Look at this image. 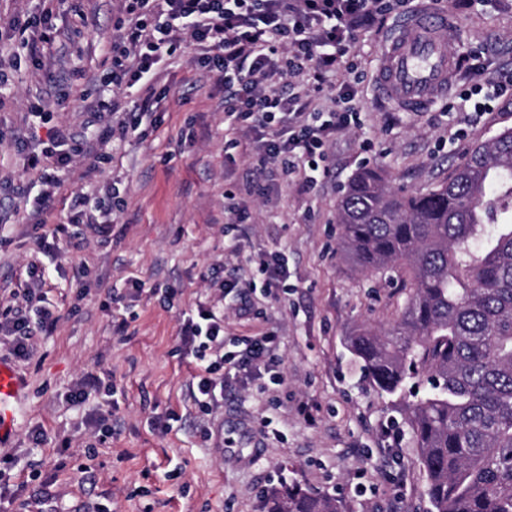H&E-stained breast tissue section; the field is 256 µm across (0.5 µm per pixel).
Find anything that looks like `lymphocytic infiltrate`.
Segmentation results:
<instances>
[{
    "mask_svg": "<svg viewBox=\"0 0 512 512\" xmlns=\"http://www.w3.org/2000/svg\"><path fill=\"white\" fill-rule=\"evenodd\" d=\"M408 8L409 0H124L105 84L136 89L133 109L123 113L117 103L99 98L87 108L83 130L57 129L50 146L28 159L42 198L54 195L59 171L74 157L94 164L104 159L103 141L88 135L103 112L116 113L123 137L152 125L151 83L184 41L223 81L224 121L256 140V169L317 183L329 172L327 145L358 111L354 90L335 82L336 72L354 56L377 15ZM42 298L43 282L36 278L25 306L0 309V341L25 361L34 355V336L51 333L59 321ZM181 343L197 363L190 395L202 414L223 399L225 370L267 376L273 392L285 383L275 334L239 338L237 350L225 351L224 315L214 308L198 307L196 316L184 319Z\"/></svg>",
    "mask_w": 512,
    "mask_h": 512,
    "instance_id": "obj_1",
    "label": "lymphocytic infiltrate"
}]
</instances>
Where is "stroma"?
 I'll return each mask as SVG.
<instances>
[{
  "label": "stroma",
  "instance_id": "35a3bbf8",
  "mask_svg": "<svg viewBox=\"0 0 512 512\" xmlns=\"http://www.w3.org/2000/svg\"><path fill=\"white\" fill-rule=\"evenodd\" d=\"M122 6L0 0L2 32L45 10L53 25L42 68L22 62L0 83V206L12 214L0 223V299L22 292L35 266L60 316L52 335L34 338L32 360L0 344V359L27 383L14 433L0 445V457L15 459L0 478L14 500L0 512H94L101 502L111 512H268L283 482L335 498L341 512H426V474L403 416L409 398L378 393L346 348L358 329L391 327L406 294L337 253L336 205L366 166L383 169L398 189L434 188L471 147L512 127L511 101L476 116L460 100L512 67V0L454 7L453 39L461 53L476 54L484 73L461 68L448 100L426 112L385 103L371 81L378 41L397 19L380 16L358 45L353 72L342 75L356 91L357 121L330 142V173L309 190L298 178L254 173L253 145L224 125L223 82L178 49L153 83L154 127L111 140L96 172L76 159L59 175L45 223H32L13 187L27 181L28 157L50 127L83 121L90 82L110 68ZM40 101L49 125L15 141ZM229 193L244 216L227 211ZM78 199L111 225L110 235L68 224ZM277 250L288 257L287 294H254L253 309L242 313L240 293L222 295L221 283H262L254 259ZM134 279L144 282L142 294H129ZM200 304L223 311L225 350L239 337L274 332L285 378L275 404L263 380H229L214 414L224 430L214 438L199 427L190 396L197 367L180 340L183 313ZM88 372L102 389L82 406L68 405L65 393ZM99 411L111 415L103 437L87 423ZM387 420L400 431L397 462L381 435ZM37 426L40 442L31 435ZM270 426L285 440L266 438Z\"/></svg>",
  "mask_w": 512,
  "mask_h": 512
}]
</instances>
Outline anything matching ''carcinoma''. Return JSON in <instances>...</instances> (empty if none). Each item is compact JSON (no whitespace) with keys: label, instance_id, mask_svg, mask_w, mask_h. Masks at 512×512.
Wrapping results in <instances>:
<instances>
[{"label":"carcinoma","instance_id":"1","mask_svg":"<svg viewBox=\"0 0 512 512\" xmlns=\"http://www.w3.org/2000/svg\"><path fill=\"white\" fill-rule=\"evenodd\" d=\"M340 251L409 289L396 324L347 342L372 385L411 388V428L429 512H512V128L472 147L428 192L376 168L338 200ZM270 512H341L297 484Z\"/></svg>","mask_w":512,"mask_h":512}]
</instances>
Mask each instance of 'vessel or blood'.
Masks as SVG:
<instances>
[{
    "label": "vessel or blood",
    "instance_id": "vessel-or-blood-1",
    "mask_svg": "<svg viewBox=\"0 0 512 512\" xmlns=\"http://www.w3.org/2000/svg\"><path fill=\"white\" fill-rule=\"evenodd\" d=\"M455 26L452 12L416 0L411 14L388 28L378 46L375 76L388 101L407 112H422L447 100L461 68V55L448 40ZM23 389L11 364L0 360V444L12 436L15 404Z\"/></svg>",
    "mask_w": 512,
    "mask_h": 512
}]
</instances>
